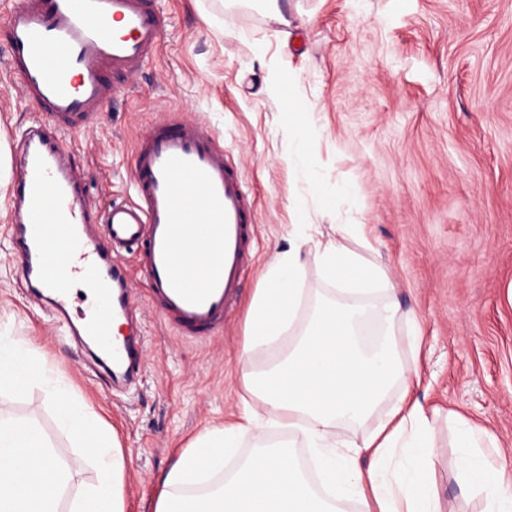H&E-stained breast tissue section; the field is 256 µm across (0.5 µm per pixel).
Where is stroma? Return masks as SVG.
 I'll return each instance as SVG.
<instances>
[{
  "label": "stroma",
  "mask_w": 512,
  "mask_h": 512,
  "mask_svg": "<svg viewBox=\"0 0 512 512\" xmlns=\"http://www.w3.org/2000/svg\"><path fill=\"white\" fill-rule=\"evenodd\" d=\"M157 3L168 21L161 49L67 142L91 200L104 206L132 197L134 144L163 114L202 120L219 138L256 212L252 261L224 328L210 338L179 335L133 277L146 370L115 387L95 370L90 347L28 293L3 204L0 324L33 344L51 379L112 429L124 457V512H154L161 478L180 454L252 399L237 359L248 306L277 254L299 247L305 309L336 293L314 244L294 235L298 211L325 232L350 225L346 246L384 266L398 298L397 351L418 367L412 394L438 412L442 508L483 512L481 496L457 478L452 429L458 415L483 426L490 459L512 485V0ZM4 58L0 45V131L12 139L41 115ZM273 69L293 81L279 97L267 88ZM297 93L320 130L301 163L282 127L284 99ZM327 198L335 208H324ZM5 403L38 422L75 486L94 480L43 386Z\"/></svg>",
  "instance_id": "obj_1"
}]
</instances>
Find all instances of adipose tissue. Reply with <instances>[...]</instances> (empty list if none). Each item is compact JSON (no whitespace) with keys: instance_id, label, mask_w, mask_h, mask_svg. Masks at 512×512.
Masks as SVG:
<instances>
[{"instance_id":"obj_1","label":"adipose tissue","mask_w":512,"mask_h":512,"mask_svg":"<svg viewBox=\"0 0 512 512\" xmlns=\"http://www.w3.org/2000/svg\"><path fill=\"white\" fill-rule=\"evenodd\" d=\"M326 278L371 293L385 272L368 264L339 238L320 244ZM303 263L297 252L277 256L248 308L246 341L238 358L245 388L258 400L239 422L197 437L162 478L155 512H343L353 500L359 512H442L432 485L437 453L430 418L410 395V371L393 342L399 303L382 291L373 314L384 339L364 350L356 328L365 312L327 301L316 305L295 343L263 366L254 359L291 329L302 310ZM378 423L366 436L350 430L369 418ZM301 432L321 483L313 488L287 439L252 454L224 485L203 495L205 484L241 440H261L266 425ZM487 434L457 418L454 446L457 477L479 491L484 512H512V489L505 487L483 450ZM369 456L360 467L361 456Z\"/></svg>"}]
</instances>
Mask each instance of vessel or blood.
<instances>
[{
    "label": "vessel or blood",
    "mask_w": 512,
    "mask_h": 512,
    "mask_svg": "<svg viewBox=\"0 0 512 512\" xmlns=\"http://www.w3.org/2000/svg\"><path fill=\"white\" fill-rule=\"evenodd\" d=\"M167 21L152 0H0L7 72L24 100L46 115L14 146L10 239L29 291L75 336L106 335L113 317L130 331L97 365L129 384L144 369V340L129 300L133 254L149 302L179 334L211 337L237 296L254 215L242 175L198 120L166 116L140 136L133 153L135 199L102 208L64 139L89 123L159 51ZM83 238L79 251L69 244ZM214 250L215 264L189 265ZM84 276L98 317L74 321L63 278Z\"/></svg>",
    "instance_id": "obj_1"
}]
</instances>
